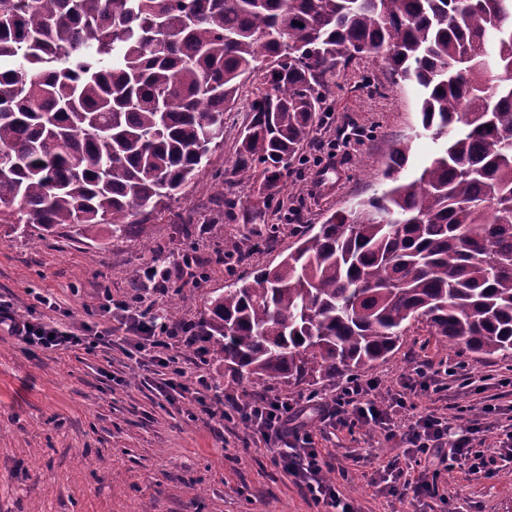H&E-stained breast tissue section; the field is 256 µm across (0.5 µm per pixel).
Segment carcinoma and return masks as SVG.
<instances>
[{"mask_svg":"<svg viewBox=\"0 0 512 512\" xmlns=\"http://www.w3.org/2000/svg\"><path fill=\"white\" fill-rule=\"evenodd\" d=\"M363 54L419 87L438 153L210 296V351L239 381L314 386L421 319L512 355V0H0V223L125 236L195 179L258 71L233 168L274 196L326 76Z\"/></svg>","mask_w":512,"mask_h":512,"instance_id":"1","label":"carcinoma"}]
</instances>
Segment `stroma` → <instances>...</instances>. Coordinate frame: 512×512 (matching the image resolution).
<instances>
[{"label":"stroma","instance_id":"obj_1","mask_svg":"<svg viewBox=\"0 0 512 512\" xmlns=\"http://www.w3.org/2000/svg\"><path fill=\"white\" fill-rule=\"evenodd\" d=\"M329 121L315 120L282 189L266 209V220H230L220 196L241 206L260 201L258 187L233 170L235 146L245 120L244 104L224 114V146L184 189L178 201L124 238L100 232L96 240L66 226L44 234L0 223V298L25 312L35 294L50 297L44 320L61 328L110 326L103 296L142 301L154 313L176 303L178 319L200 320L209 293L252 280L275 266L308 225L380 195L392 148L410 139L400 180H411L438 148L421 127L418 88L393 76L382 59L360 56L327 79ZM364 130L361 141L339 147L341 128ZM194 215L195 225L182 221ZM237 251L225 257L224 243ZM168 271L170 286L159 291L147 269ZM205 276L186 286L187 270ZM463 360L454 376L446 366ZM432 375L419 380L415 367ZM512 358L477 356L444 348L425 322H412L396 350L367 372L379 393L409 378L418 411L457 416L459 425L483 422L482 408L494 403L501 419L512 416V386L497 384ZM212 415L197 406L163 403L143 381L142 371L121 347H29L0 333V512H324L271 453L247 441L235 421L222 418L226 395L247 391L299 398L298 387L269 380H234L210 364ZM483 379V392L471 380ZM331 454L336 486L357 512H512V464L491 475L469 474L454 465L442 472L447 495L414 502L388 493L378 469L402 455L399 444L363 427L338 430L320 440Z\"/></svg>","mask_w":512,"mask_h":512}]
</instances>
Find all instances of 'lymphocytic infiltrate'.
<instances>
[{"mask_svg": "<svg viewBox=\"0 0 512 512\" xmlns=\"http://www.w3.org/2000/svg\"><path fill=\"white\" fill-rule=\"evenodd\" d=\"M100 310L115 317L118 327L132 336L133 347L142 355L140 367L159 373L155 384L166 402L181 399L205 406L211 388L208 378V348L195 322L187 320L167 324L153 318L149 310L128 302L105 300ZM6 330L23 343L44 349L69 348L93 344L110 347L115 328L81 331L62 330L51 323L36 321L31 315L14 310L0 299V330ZM191 349L193 356L183 360L181 348ZM376 379L353 378L333 398L325 402L317 395L298 399L272 395L247 399L229 398L228 419L234 420L256 444L272 449L274 461L315 502L324 504L326 512H355V507L325 479L330 462L317 446V437L326 429H351L362 425L384 433L387 439L403 445L404 455L383 465L382 476L401 482L403 493L419 501L439 494V476L443 466L456 462L467 466L469 473H482L497 460L512 461V424L498 425L492 453L483 429L474 424L466 435L449 440L451 425L445 415L431 411L402 423L399 414L408 405L404 392L390 398L378 393Z\"/></svg>", "mask_w": 512, "mask_h": 512, "instance_id": "1", "label": "lymphocytic infiltrate"}]
</instances>
